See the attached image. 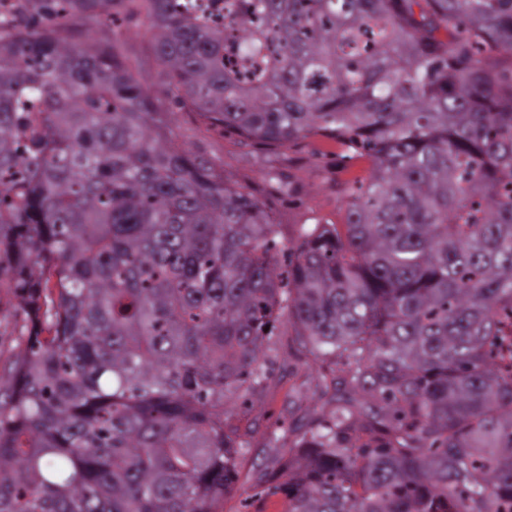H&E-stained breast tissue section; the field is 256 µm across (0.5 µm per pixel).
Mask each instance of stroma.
Listing matches in <instances>:
<instances>
[{
    "label": "stroma",
    "instance_id": "1",
    "mask_svg": "<svg viewBox=\"0 0 512 512\" xmlns=\"http://www.w3.org/2000/svg\"><path fill=\"white\" fill-rule=\"evenodd\" d=\"M116 28L122 33L127 55L138 61V75L149 93L167 100L168 90L157 77V62L149 50L146 22L121 13L118 25L107 22L97 28L96 40L111 39ZM168 122L180 141L215 163L226 179L257 190L290 237L300 225L316 220L339 223L341 182L349 174L364 176L369 171L366 161L347 160L335 146L313 138L297 140L276 152L243 142L232 129L204 123L193 112H171ZM263 360L270 371L265 388L247 399L232 395L225 402L230 424L250 448L240 467V493L225 500L224 512H282L283 498L260 495L251 489L249 476L257 467L277 465L281 450L270 443V432L306 427L321 416L315 395L317 369L296 343L285 336L274 337L264 348Z\"/></svg>",
    "mask_w": 512,
    "mask_h": 512
}]
</instances>
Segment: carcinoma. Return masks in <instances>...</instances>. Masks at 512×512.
<instances>
[{
  "label": "carcinoma",
  "mask_w": 512,
  "mask_h": 512,
  "mask_svg": "<svg viewBox=\"0 0 512 512\" xmlns=\"http://www.w3.org/2000/svg\"><path fill=\"white\" fill-rule=\"evenodd\" d=\"M369 161L340 224L283 226L169 130ZM12 0L0 10V512H224L226 394L294 336L340 360L327 417L271 440L284 512H512V0ZM367 394L369 403L358 404ZM121 11L118 24L127 55L140 64L138 77L142 79L154 98L166 101L168 90L157 77L158 66L155 57L149 50L147 23L136 15ZM17 301L5 293H0V351L2 358L9 356L11 348L15 345L14 339L18 335L16 320L20 321L21 315L15 317Z\"/></svg>",
  "instance_id": "obj_1"
}]
</instances>
